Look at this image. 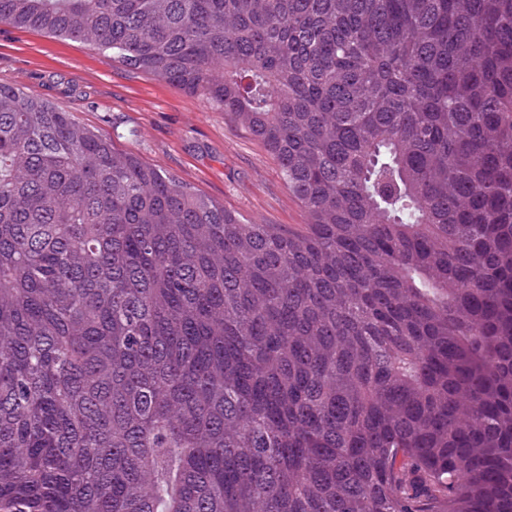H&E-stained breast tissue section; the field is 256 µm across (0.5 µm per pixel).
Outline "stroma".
<instances>
[{
  "label": "stroma",
  "instance_id": "stroma-1",
  "mask_svg": "<svg viewBox=\"0 0 512 512\" xmlns=\"http://www.w3.org/2000/svg\"><path fill=\"white\" fill-rule=\"evenodd\" d=\"M51 101L115 146L256 224H302L276 159L205 98L89 46L0 25V83Z\"/></svg>",
  "mask_w": 512,
  "mask_h": 512
}]
</instances>
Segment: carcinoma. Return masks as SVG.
<instances>
[{
    "label": "carcinoma",
    "mask_w": 512,
    "mask_h": 512,
    "mask_svg": "<svg viewBox=\"0 0 512 512\" xmlns=\"http://www.w3.org/2000/svg\"><path fill=\"white\" fill-rule=\"evenodd\" d=\"M206 98L250 224L0 83V512H512V0H0Z\"/></svg>",
    "instance_id": "1"
}]
</instances>
